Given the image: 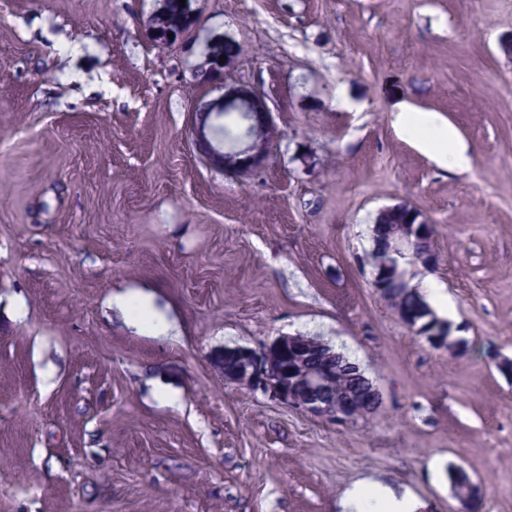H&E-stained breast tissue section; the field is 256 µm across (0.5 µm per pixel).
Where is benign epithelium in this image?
<instances>
[{"mask_svg":"<svg viewBox=\"0 0 512 512\" xmlns=\"http://www.w3.org/2000/svg\"><path fill=\"white\" fill-rule=\"evenodd\" d=\"M227 109H237L249 116V129L242 141L234 148H226L214 136V124ZM277 138V126L265 93L255 84L237 82L224 85V93L197 105L192 114V140L194 148L210 164L226 175L244 179L265 167L273 157V144ZM402 209L397 204L382 209L375 220L373 238L384 234L391 244L389 252L406 254L409 240L428 243L422 252H412L414 265L432 269L440 263V252L436 246V231L431 224L405 226L392 222ZM369 264L374 271L373 286L382 299H387L384 278L389 276L393 264L378 257L373 249ZM445 340H431L436 347H446L448 352L457 351L463 340L452 334L451 324L439 321ZM294 350L300 354L313 352L321 357L323 364L317 368L306 365L304 360L295 361L288 371L279 364V354ZM237 360L233 367H224V383L245 386L296 410L298 413L333 426H355L375 413L383 397L371 379H366L368 395L359 398L352 395L341 383H333L334 376L341 375L342 365L336 354L326 345L311 342L302 335L279 336L258 350L230 348L224 350ZM450 488L460 504L458 512H478L483 506V497L478 483L474 482L460 466L450 468Z\"/></svg>","mask_w":512,"mask_h":512,"instance_id":"obj_1","label":"benign epithelium"}]
</instances>
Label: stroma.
<instances>
[{
    "instance_id": "35a3bbf8",
    "label": "stroma",
    "mask_w": 512,
    "mask_h": 512,
    "mask_svg": "<svg viewBox=\"0 0 512 512\" xmlns=\"http://www.w3.org/2000/svg\"><path fill=\"white\" fill-rule=\"evenodd\" d=\"M0 0V512H353L359 490L512 512V0ZM240 63L200 70L208 47ZM268 96V166L224 176L192 114L225 84ZM457 129L469 170L393 124ZM414 206L454 304L449 354L402 323L366 261L379 211ZM130 292L147 321L112 304ZM314 336L383 396L351 428L225 383V348ZM451 472V475H450ZM453 497L460 504L458 512H477L483 506V497L478 483L474 482L461 466L453 465L449 471Z\"/></svg>"
}]
</instances>
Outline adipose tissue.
<instances>
[{
  "label": "adipose tissue",
  "instance_id": "1",
  "mask_svg": "<svg viewBox=\"0 0 512 512\" xmlns=\"http://www.w3.org/2000/svg\"><path fill=\"white\" fill-rule=\"evenodd\" d=\"M395 123L406 130L421 131L417 147L422 152L432 155L449 168L461 171L468 169V148L452 125L437 123L430 113L406 108L397 112Z\"/></svg>",
  "mask_w": 512,
  "mask_h": 512
}]
</instances>
